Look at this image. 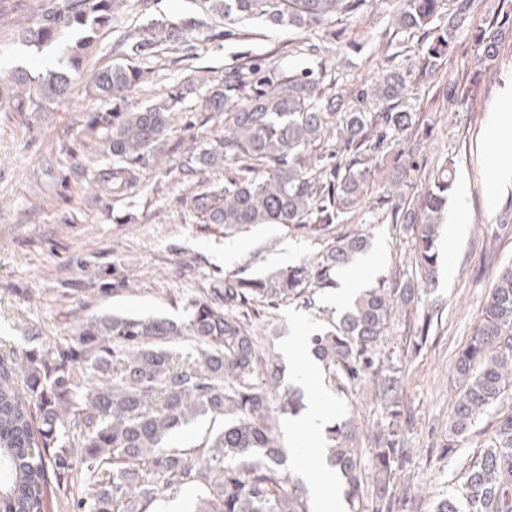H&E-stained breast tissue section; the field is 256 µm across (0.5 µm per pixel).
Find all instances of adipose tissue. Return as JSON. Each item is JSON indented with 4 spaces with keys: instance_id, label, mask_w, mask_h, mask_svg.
<instances>
[{
    "instance_id": "ef3b65f1",
    "label": "adipose tissue",
    "mask_w": 512,
    "mask_h": 512,
    "mask_svg": "<svg viewBox=\"0 0 512 512\" xmlns=\"http://www.w3.org/2000/svg\"><path fill=\"white\" fill-rule=\"evenodd\" d=\"M334 413L333 402L321 394L312 408L289 419L286 428L288 454L299 467H306L308 461L319 456L324 427Z\"/></svg>"
}]
</instances>
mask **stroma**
<instances>
[{
    "label": "stroma",
    "instance_id": "35a3bbf8",
    "mask_svg": "<svg viewBox=\"0 0 512 512\" xmlns=\"http://www.w3.org/2000/svg\"><path fill=\"white\" fill-rule=\"evenodd\" d=\"M9 2L12 11L0 13V76L27 62L18 29L38 5V0ZM511 15L512 0H473L439 72L408 88L407 103L422 118L413 135L419 143L414 167L401 172L392 160H381L372 174V195L343 225L372 240L377 265L365 280L370 287L408 260L411 248L392 225L389 208L377 204L382 188L402 178L401 191L412 199L449 160L455 185L467 191L465 199L454 194L448 199V213L459 216L464 231L453 239L440 235L436 280L423 297L438 304L441 318L427 346L405 358L397 393L411 413L406 439L412 454L404 478L419 485L421 512H435L460 485L464 464L478 455L497 419L485 416L462 448L443 454L457 398L456 357L482 317L499 269L512 262V225L498 223L512 177L487 174L490 153L512 158V144L487 135L492 112L512 113V34L498 65L479 67L482 30ZM186 18L199 20L200 28L189 41L162 46L140 60L147 79L130 100L138 105L159 98L190 79L196 90L171 115L164 161L146 164L139 182L123 192H95V177L112 159L82 133L85 115L95 106L83 82L40 118L0 110V353L19 357L74 338L78 324L72 311L78 307L87 316L113 311L175 318L226 273L263 278L315 259L321 246L313 239L290 236L275 225L227 238L205 231L187 208L192 192L224 181L220 168L193 177L178 169L187 148L224 136L223 117L209 118L201 110L206 90L240 64L260 59L285 73L326 72L334 90L345 93L352 85L371 84L387 69L417 63L430 41L421 32L411 38L394 33L379 8L337 22L341 41L329 52L321 47V29L230 25L211 12L208 0H123L111 24L99 30L87 71L122 61L123 39L139 35L152 21ZM445 82L470 90L468 102L436 101ZM332 295L319 290L309 306L287 299L261 309L255 323L265 345L281 350L288 336L305 343L340 314ZM377 397L369 382L334 394L336 421L352 418L361 432L370 431L379 415Z\"/></svg>",
    "mask_w": 512,
    "mask_h": 512
}]
</instances>
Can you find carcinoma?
<instances>
[{
	"mask_svg": "<svg viewBox=\"0 0 512 512\" xmlns=\"http://www.w3.org/2000/svg\"><path fill=\"white\" fill-rule=\"evenodd\" d=\"M118 0H44L22 28L36 54L61 51V66L34 71L17 65L0 78V108L43 112L63 101L84 72L97 30L112 22ZM368 0H215L224 18L260 17L273 26L324 27L349 19ZM471 0L438 19V0H385L402 33L433 32L419 75L438 72L452 51ZM438 25H433L434 20ZM199 22L156 21L124 43L125 61L99 69L86 94L89 140L112 156L99 173L106 190L137 180L141 165L165 145L169 114L194 93L186 83L148 104L132 105L144 81L136 60L164 43L188 39ZM503 33L483 35L481 61L499 60ZM412 73L390 70L350 99L322 87V77L239 66L210 87L202 109L224 115V139L188 152L189 175L224 168V184L186 205L211 232L232 237L254 225L276 224L288 235L324 243L317 261L287 266L266 278L224 275L185 316L102 313L79 321L72 342H55L21 358L0 356V512H43L53 483L64 492L82 474L84 491L72 512H157L162 496L196 493L192 512H313L305 481L287 470L281 442L285 419L305 407L283 384L279 358L259 344L250 312L284 299H310L334 285L332 272L352 266L370 248L363 233L337 231L369 195L373 165L393 149L395 135L419 125L406 104ZM336 138V152L323 148ZM453 189L443 167L417 199L392 208L393 224L411 238L414 265L365 288L341 315L307 337L328 383L347 393L363 382L379 389L380 419L362 435L345 420L325 429L322 460L336 470L348 512H418L416 492L398 481L409 461L406 418L395 396L401 351L385 344L393 319L404 320L408 346H426L439 309L418 312L439 263L440 227ZM22 374L24 386L15 376ZM459 397L449 416L445 448L468 439L483 416L512 400V265L493 283L484 314L459 352ZM200 418L212 427L190 447L171 443ZM436 512H512V410L499 414L463 482Z\"/></svg>",
	"mask_w": 512,
	"mask_h": 512,
	"instance_id": "cac0c4a2",
	"label": "carcinoma"
}]
</instances>
